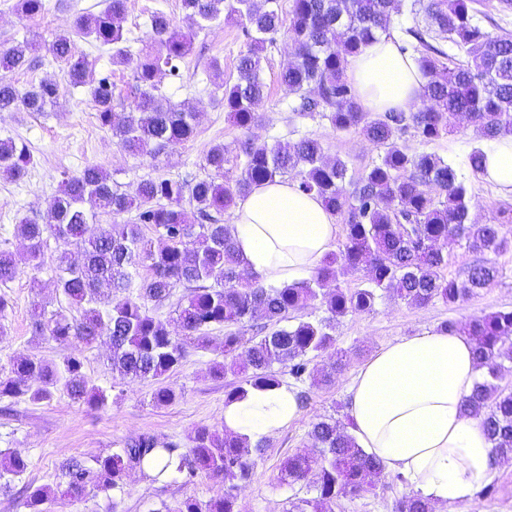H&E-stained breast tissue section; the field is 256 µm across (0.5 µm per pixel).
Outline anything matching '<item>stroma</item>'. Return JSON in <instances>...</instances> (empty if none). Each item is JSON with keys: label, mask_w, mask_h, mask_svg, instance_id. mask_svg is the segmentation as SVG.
Instances as JSON below:
<instances>
[{"label": "stroma", "mask_w": 512, "mask_h": 512, "mask_svg": "<svg viewBox=\"0 0 512 512\" xmlns=\"http://www.w3.org/2000/svg\"><path fill=\"white\" fill-rule=\"evenodd\" d=\"M17 2L0 0V49L25 38L40 44L41 49L35 67L9 73L8 78L25 90L50 77L57 81L59 92L46 112H0V138L26 143L34 159L24 180L0 178V247L16 256L25 252L24 242L17 234L20 220L44 214L64 175L74 174L88 164L102 167L114 183L129 189L149 177L185 184L204 177V156L219 143L228 150L230 170L239 172L243 161L241 144L249 138L271 143L317 137L323 141L328 157L347 161L354 173L378 163L384 154L382 148L367 142L359 132L336 131L321 114L303 116L296 112L298 97L286 92L278 80L294 54L291 42L283 36L263 53L267 96L259 109V122L247 132L234 126L224 112V89L237 78V59L245 51L247 39L241 26L220 20L198 32L194 48L180 62L178 72L159 78L160 95L198 111L195 137L165 147L152 157L128 153L99 127L86 88L70 85L48 51L56 35L71 31L78 14L98 12L103 0H45L44 13L35 17L23 16ZM158 9L178 22L184 17L181 0H128L123 26L131 51L142 48L149 17ZM74 47L91 63L89 79L110 76L115 105L126 103L134 82L133 66H113L110 50L87 38H75ZM214 60L224 68V83L220 86L209 79V65ZM401 143L408 152L425 150L453 163L472 198V221L500 225L507 241L506 248L497 253L474 251L457 240L444 242L447 275L463 280L473 265L489 262L497 267L498 276L489 287L454 304L437 301L418 307L381 294L372 312L353 313L337 323L336 346L347 355L341 369H332L326 354L312 358L307 372L299 378L287 368H280L283 383L302 395L304 403L290 424L268 436L251 480L238 491L240 512H294L302 500L316 497L313 483L283 481L281 464L288 456L311 451L309 432L317 418L332 416L347 421L351 380L383 347L427 330H439L447 321L461 326L474 317L512 310V194L500 192L469 168L467 157L477 143L473 127L462 119L452 135L425 144L408 133ZM62 249L61 242L48 241L41 267L35 270L22 265L20 275L5 290L9 309L0 317V327L5 330L0 337V376L8 375L13 360L19 356L32 355L57 363L64 356L73 355L83 360L87 377L107 391L109 400L105 408L91 410L58 390L51 399L39 402L0 401V450L17 453L28 461L26 472L15 479L11 488L0 490V512H24V487L56 486L60 465L66 459L105 457L141 434L153 435L163 445L175 444L183 452L196 427H224V395L234 377L229 374L215 379L210 375L211 366L221 358L224 327L210 329L208 348L188 346L182 365L166 379L177 393L176 400L169 404L154 402L151 382L114 374L107 342L63 347L34 336V307L49 313L62 310L75 318L81 315L80 309L70 306L56 288L57 258ZM324 373L330 374V382H321ZM410 490L405 479L386 471L376 479L373 490L357 497L339 498L333 512H394L396 499ZM223 492V482L204 473L188 482L180 476L154 481L133 471L122 490L112 497L92 491L78 501L56 499L46 508L48 512H156L164 502L172 505L189 496L207 501ZM433 512H512V459L500 461L492 481L470 504H441L434 506Z\"/></svg>", "instance_id": "obj_1"}]
</instances>
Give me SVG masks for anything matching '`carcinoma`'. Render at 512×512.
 Wrapping results in <instances>:
<instances>
[{
    "label": "carcinoma",
    "instance_id": "carcinoma-1",
    "mask_svg": "<svg viewBox=\"0 0 512 512\" xmlns=\"http://www.w3.org/2000/svg\"><path fill=\"white\" fill-rule=\"evenodd\" d=\"M181 2L185 28L162 11L151 14V43L138 54L133 97L126 106L116 110L109 77L89 86L100 126L123 148L152 157L195 136L198 113L156 95L157 78L178 70V63L192 51L195 29L221 18L242 26L248 36L246 51L237 60V82L224 89V112L238 129L247 132L258 122V109L266 97L262 53L283 34L295 46L294 60L279 75L285 90L300 97L293 111L320 112L333 129L357 130L385 153L379 163L355 176L346 161L327 159L317 138L271 144L247 139L242 143L245 162L236 175L226 168L227 149L217 144L204 156L208 174L195 183L157 177L143 179L130 190L112 182L101 167L84 166L65 176L46 214L24 218L17 227L27 245L26 259L36 267L50 237L77 247L81 255L73 261L64 250L57 266V288L81 309L80 318L61 312L48 316L36 308L35 334L62 347L75 342L91 346L108 339L112 371L157 383L153 399L171 403L177 394L162 378L182 364L186 343L150 313L149 304L167 300L181 286L186 294L180 299L177 322L185 338L202 348L212 326L237 328L257 318L265 320L248 346L237 331L224 335V361L215 362L211 374L242 375L225 391L229 404L250 389L281 386L276 365L289 368L297 378L304 375L310 358L334 349L338 318L372 311L380 291L423 306L436 300L456 303L494 281L497 269L489 263L473 266L462 281L442 274L448 257L438 247L440 241L454 237L474 250L496 253L505 244L500 226L470 221L471 197L447 160L425 151L410 154L397 144L410 129L423 143H431L453 132L459 117L468 118L486 140L512 134V37H492L483 31L474 21L472 0L411 4V10L424 11L429 26L407 29L414 43L400 50L412 51L425 79L422 97L432 106L383 113L362 109L344 72L349 58L377 33L389 32L399 0H293L286 20L279 0ZM126 11L127 0H106L101 11L76 16L74 31L100 47H112V64L124 66L131 60L121 25ZM445 41L462 50L467 60L446 65ZM32 51L28 40L1 49L0 69L30 67ZM50 51L64 65L72 86L85 85L89 62L75 53L69 34L57 35ZM57 95L58 84L52 79L22 92L1 78L0 112H44ZM32 162L26 144L0 139V174L21 180ZM291 175L299 177L298 187L318 196L328 212L344 217L345 244L298 283L284 288H267L256 280L243 284L238 280L242 260L224 215L254 187ZM132 211L134 223L108 224L98 234L87 235L88 225L99 215ZM144 224L154 230L158 245L145 240ZM139 266L147 267L149 276L136 285L132 271ZM358 270L368 272V286L354 290L339 286L341 274ZM18 271L15 254L0 249V285L13 281ZM116 293L122 299L114 303ZM315 305L324 316L300 315ZM288 319L293 324L281 326ZM464 334L473 342L477 366L483 370L482 380L467 399L468 410L481 418L493 453L512 459V390L497 383L502 361H512V310L474 318ZM32 379L38 386L29 384ZM59 387L89 408L108 401L106 390L89 381L79 358L66 356L58 364H47L29 355L14 359L11 376H0V399L45 400ZM310 435L314 453L292 455L281 468L284 479L292 483L314 480L317 496L303 500L300 512H332L338 498L374 487L383 464L365 454L336 419H317ZM254 466L246 440L228 432L219 435L207 426L198 427L182 454L142 434L119 451L93 459L91 465L80 459L63 463L58 490L32 489L23 507L26 512H46L43 505L56 495L78 500L89 489L106 495L122 489L128 471L152 467L155 481L200 472L224 480V495L218 499L203 503L186 497L174 506L163 501L155 512H240L237 489L250 479ZM26 470L27 463L18 454L0 458L5 488ZM394 509L432 512V505L409 492Z\"/></svg>",
    "mask_w": 512,
    "mask_h": 512
}]
</instances>
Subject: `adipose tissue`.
I'll return each instance as SVG.
<instances>
[{
	"mask_svg": "<svg viewBox=\"0 0 512 512\" xmlns=\"http://www.w3.org/2000/svg\"><path fill=\"white\" fill-rule=\"evenodd\" d=\"M347 76L369 112H408L424 81L397 37L380 33L351 58ZM488 180L512 193V135L485 149ZM242 266L266 286L299 282L320 265L337 226L321 200L297 183L256 186L233 211ZM480 379L473 344L461 333L428 331L385 346L354 376L348 413L360 448L401 475L424 498L465 504L494 477L497 459L479 418L465 409ZM299 412L293 388L248 392L224 408V427L254 444Z\"/></svg>",
	"mask_w": 512,
	"mask_h": 512,
	"instance_id": "obj_1",
	"label": "adipose tissue"
}]
</instances>
